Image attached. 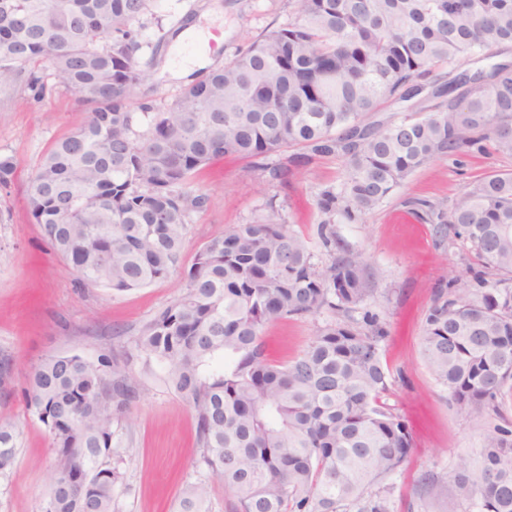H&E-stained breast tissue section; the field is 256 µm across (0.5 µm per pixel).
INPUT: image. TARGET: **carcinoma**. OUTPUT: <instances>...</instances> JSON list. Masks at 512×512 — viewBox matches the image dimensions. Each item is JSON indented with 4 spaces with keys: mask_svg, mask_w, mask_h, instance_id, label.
I'll return each mask as SVG.
<instances>
[{
    "mask_svg": "<svg viewBox=\"0 0 512 512\" xmlns=\"http://www.w3.org/2000/svg\"><path fill=\"white\" fill-rule=\"evenodd\" d=\"M153 0H0V88L48 56L58 76L94 106L29 178L26 200L54 253L83 286L127 291L182 263L192 213L209 203L191 175L210 160L261 158L299 147L340 155L346 177L317 197L328 225L374 210L414 172L479 140L512 156V69L493 65L490 91L465 74L434 72L512 45V0H290L288 23L250 40L224 67L187 86L167 109L133 112L147 80L132 29ZM430 89L435 104L399 122H365L387 101ZM468 106L459 107L461 99ZM416 204L444 240L462 242L497 272L478 288L437 289L423 327L427 366L452 404L475 423L512 386V171L492 169L451 207ZM360 255L319 267L304 239L273 208L260 223L213 235L187 273L186 292L149 321L138 347L166 371L196 417L202 475L185 484L175 512H210V484L233 494L232 512H393L389 483L407 462V425L380 403L383 328L365 311ZM324 309L294 361H267L263 329ZM57 456L41 512H117L127 449L114 421L138 398L137 382L108 354L46 357L21 389ZM18 431L0 424V477ZM444 480L478 512H512V430L487 433L476 470Z\"/></svg>",
    "mask_w": 512,
    "mask_h": 512,
    "instance_id": "1",
    "label": "carcinoma"
}]
</instances>
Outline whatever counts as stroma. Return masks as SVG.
Listing matches in <instances>:
<instances>
[{
	"mask_svg": "<svg viewBox=\"0 0 512 512\" xmlns=\"http://www.w3.org/2000/svg\"><path fill=\"white\" fill-rule=\"evenodd\" d=\"M153 21L141 31L139 63L149 78L133 111L167 108L206 71L231 60L248 39L287 23L288 0H153ZM34 71L44 89L33 96L25 82L0 89V157L11 158L14 175L0 186V358H9L11 374L0 388V422L19 431L16 461L0 480V512H40L56 456L44 427L27 417L18 396L33 366L57 353L89 360L112 354L136 377L140 398L115 425L128 448L119 494L120 512H173L185 481L196 478L200 457L191 406L166 382L159 365L147 361L136 338L141 327L186 290L185 268L218 231L261 220L279 209L288 229L303 237L316 263L329 264L332 253L358 254L370 273L367 310L386 334L380 353L387 370L383 400L404 417L413 448L408 464L393 478L395 512H472L442 478L448 470L474 463L487 426L512 428V389L497 413L478 425L458 412L447 390L430 373L422 348V329L442 281L471 282L473 258L452 239H439L420 217L418 201L451 204L460 191L485 171L512 169V157L471 151L436 159L417 170L373 212L354 223L336 224V250L328 252L318 234L316 202L321 189L341 184V156L304 157L283 148L269 161H297L295 175L279 181L226 156L191 177L193 187L210 196L208 206L192 214L183 242V268L149 286L126 292L79 287L66 263L51 250L26 203L28 179L53 143L80 127L88 106L55 72L49 60ZM329 311L268 325L262 336L270 362L283 364L302 354ZM437 477L425 491L424 475Z\"/></svg>",
	"mask_w": 512,
	"mask_h": 512,
	"instance_id": "stroma-1",
	"label": "stroma"
}]
</instances>
